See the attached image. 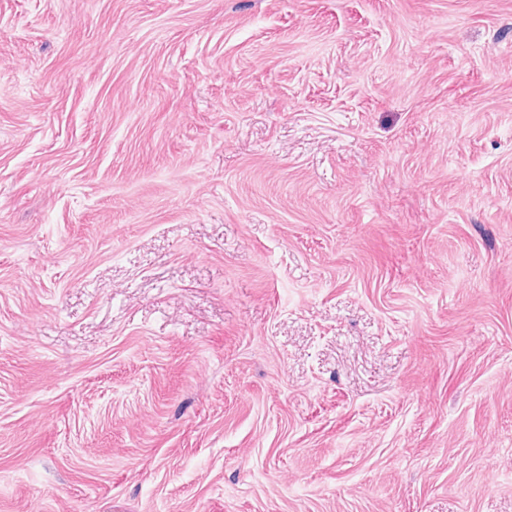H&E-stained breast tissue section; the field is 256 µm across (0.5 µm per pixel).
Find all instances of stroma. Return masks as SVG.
Segmentation results:
<instances>
[{"instance_id": "stroma-1", "label": "stroma", "mask_w": 512, "mask_h": 512, "mask_svg": "<svg viewBox=\"0 0 512 512\" xmlns=\"http://www.w3.org/2000/svg\"><path fill=\"white\" fill-rule=\"evenodd\" d=\"M0 512H512V0H0Z\"/></svg>"}]
</instances>
